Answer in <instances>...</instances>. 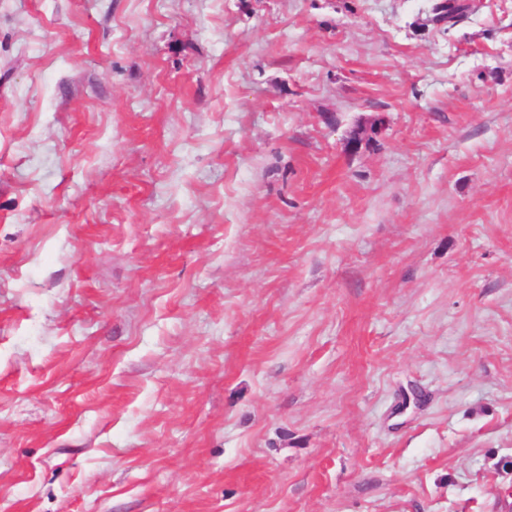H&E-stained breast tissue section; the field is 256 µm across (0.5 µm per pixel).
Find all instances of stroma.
Returning a JSON list of instances; mask_svg holds the SVG:
<instances>
[{"instance_id":"stroma-1","label":"stroma","mask_w":512,"mask_h":512,"mask_svg":"<svg viewBox=\"0 0 512 512\" xmlns=\"http://www.w3.org/2000/svg\"><path fill=\"white\" fill-rule=\"evenodd\" d=\"M0 0V512H512V0Z\"/></svg>"}]
</instances>
